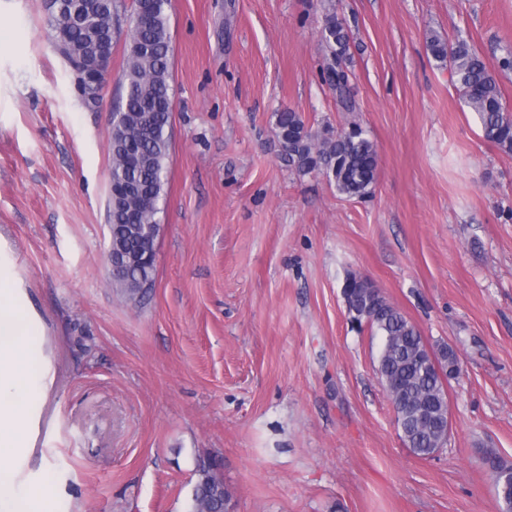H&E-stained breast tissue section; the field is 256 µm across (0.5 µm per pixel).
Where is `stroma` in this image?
I'll use <instances>...</instances> for the list:
<instances>
[{
  "label": "stroma",
  "instance_id": "1",
  "mask_svg": "<svg viewBox=\"0 0 512 512\" xmlns=\"http://www.w3.org/2000/svg\"><path fill=\"white\" fill-rule=\"evenodd\" d=\"M332 10L350 112L319 74ZM169 31L166 196L137 302L105 253L124 45L87 106L43 0H0V277L42 357L17 492L31 512H191L213 459L228 512H502L484 457L512 466V153L428 42L473 44L512 112V0H171ZM284 106L316 131L361 125L369 197L288 167ZM351 274L457 353L431 457L399 436Z\"/></svg>",
  "mask_w": 512,
  "mask_h": 512
}]
</instances>
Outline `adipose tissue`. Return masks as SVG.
I'll return each mask as SVG.
<instances>
[{
  "mask_svg": "<svg viewBox=\"0 0 512 512\" xmlns=\"http://www.w3.org/2000/svg\"><path fill=\"white\" fill-rule=\"evenodd\" d=\"M32 326L7 289H0V512H28L16 492L11 467L22 453L18 433L29 399L41 389L38 353L30 344Z\"/></svg>",
  "mask_w": 512,
  "mask_h": 512,
  "instance_id": "adipose-tissue-1",
  "label": "adipose tissue"
}]
</instances>
